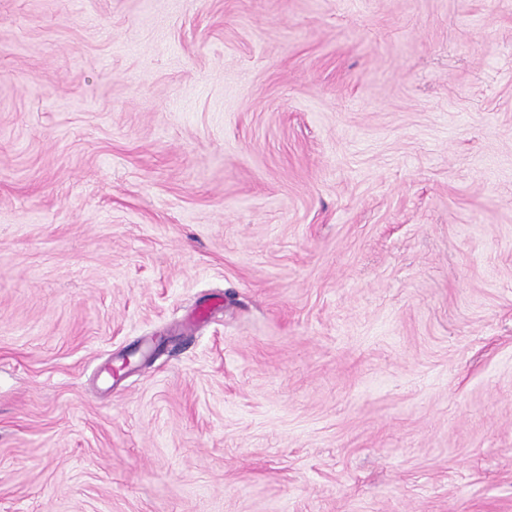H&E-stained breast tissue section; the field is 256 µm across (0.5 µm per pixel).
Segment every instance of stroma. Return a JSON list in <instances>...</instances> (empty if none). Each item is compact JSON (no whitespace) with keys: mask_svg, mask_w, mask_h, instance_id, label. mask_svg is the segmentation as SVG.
Instances as JSON below:
<instances>
[{"mask_svg":"<svg viewBox=\"0 0 512 512\" xmlns=\"http://www.w3.org/2000/svg\"><path fill=\"white\" fill-rule=\"evenodd\" d=\"M0 512H512V0H0Z\"/></svg>","mask_w":512,"mask_h":512,"instance_id":"35a3bbf8","label":"stroma"}]
</instances>
